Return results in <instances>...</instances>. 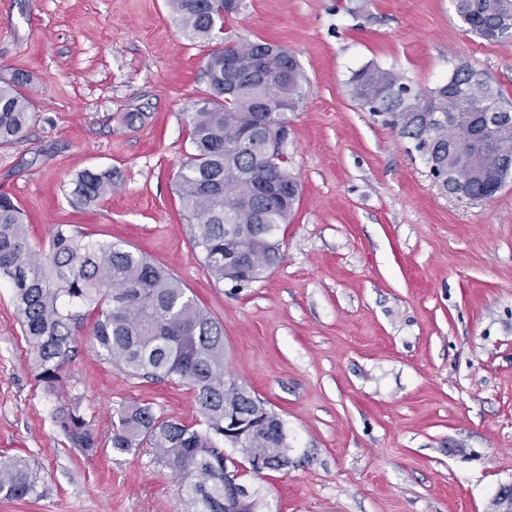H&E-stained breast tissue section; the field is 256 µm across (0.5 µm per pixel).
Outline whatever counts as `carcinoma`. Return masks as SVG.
Here are the masks:
<instances>
[{"label":"carcinoma","mask_w":512,"mask_h":512,"mask_svg":"<svg viewBox=\"0 0 512 512\" xmlns=\"http://www.w3.org/2000/svg\"><path fill=\"white\" fill-rule=\"evenodd\" d=\"M180 34L209 42L224 34V50L209 53L207 88L190 113L193 153L177 175V195L192 242L217 282L244 288L263 278L281 259L279 234L288 223L299 194L278 200L266 196L269 183L296 181L283 151L267 154L262 133L285 120L283 104L295 110L306 83L295 56L281 49L271 61L265 94H259L249 62L265 44L239 39L224 30V0H168ZM464 25L487 40L512 38V0H454ZM235 59L237 89L224 97V57ZM24 75L0 85V144L10 143L34 118L22 92ZM351 98L383 122L415 151L426 142L434 161L430 171L443 176L457 170L470 195L480 197L504 186L512 175V122L502 127L495 147L478 157L465 148L467 128L452 121L468 113L481 124L490 112L512 115L502 91L471 66H457L448 80L422 93L398 72L373 62L351 73ZM261 134L254 148H238L239 137ZM112 189V172L86 170L72 182L74 201L93 206ZM0 275L11 282L26 341L35 354L40 380L57 393L59 373L72 352L75 328L85 312L95 313L93 349L130 376L177 380L194 389L202 422L187 425L163 418L152 407L132 404L112 414L108 445L129 453L148 445L190 482L187 495L194 512H225L226 449L245 447L270 455L288 447L283 420L266 402L227 371L224 332L169 270L114 243L86 239L68 224L53 227L49 246L28 241L20 209L0 193ZM242 418L248 445L224 437L227 419ZM70 441L90 453L100 441L80 411L78 398L56 410ZM42 496V477L23 457L0 464V497L22 501Z\"/></svg>","instance_id":"1"}]
</instances>
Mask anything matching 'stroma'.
I'll return each mask as SVG.
<instances>
[{
  "instance_id": "obj_1",
  "label": "stroma",
  "mask_w": 512,
  "mask_h": 512,
  "mask_svg": "<svg viewBox=\"0 0 512 512\" xmlns=\"http://www.w3.org/2000/svg\"><path fill=\"white\" fill-rule=\"evenodd\" d=\"M227 27L285 46L306 77L287 115L300 201L261 281L216 282L182 216L175 178L212 46L181 36L167 0H0V81L29 74L36 112L0 145V192L32 246L57 224L132 246L220 322L229 374L288 431L291 465L242 477L266 512H493L512 486V178L488 200L448 192L347 80L373 62L425 91L468 63L512 101V41L468 32L453 0H244ZM86 170L113 181L89 207L69 194ZM93 322L62 375L99 440L125 404L199 421L190 386L99 358ZM57 406L1 279L0 462L30 460L43 493L0 512H193L155 449L86 453Z\"/></svg>"
}]
</instances>
